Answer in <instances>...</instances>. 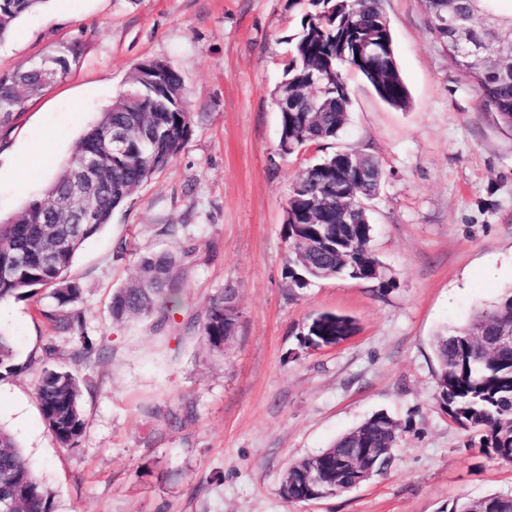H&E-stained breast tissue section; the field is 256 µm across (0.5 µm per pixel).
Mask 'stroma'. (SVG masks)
Wrapping results in <instances>:
<instances>
[{"mask_svg":"<svg viewBox=\"0 0 512 512\" xmlns=\"http://www.w3.org/2000/svg\"><path fill=\"white\" fill-rule=\"evenodd\" d=\"M308 0H51L0 43V72L72 39L80 63L33 99L0 140V218L42 198L80 135L136 64L168 62L192 114L180 154L117 209L77 254L83 333L100 355L80 366L86 430L66 449L44 426L35 376L0 379V428L54 492V512H445L454 501L512 495V464L488 459L437 402L433 339L512 287V133L484 111L430 33L421 0H382L406 109L347 70L346 131L323 148L278 150L274 90ZM352 151L383 172L371 248L393 286L338 277L289 288L285 208L314 159ZM35 153L37 166L17 165ZM176 227L174 238L163 225ZM191 250L182 303L166 323L113 320L112 293L135 282V255ZM128 252L116 257L118 244ZM233 289L238 327L225 358L201 331ZM330 312L359 331L306 350L301 333ZM19 358L47 333L31 300L0 304ZM384 412L404 429L385 474L333 497L292 503L288 464Z\"/></svg>","mask_w":512,"mask_h":512,"instance_id":"1","label":"stroma"}]
</instances>
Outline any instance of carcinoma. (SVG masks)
I'll return each mask as SVG.
<instances>
[{"label": "carcinoma", "mask_w": 512, "mask_h": 512, "mask_svg": "<svg viewBox=\"0 0 512 512\" xmlns=\"http://www.w3.org/2000/svg\"><path fill=\"white\" fill-rule=\"evenodd\" d=\"M49 0H0V41L13 32L24 15L45 7ZM310 10L284 64L277 96L288 90V111L280 113L281 140L294 150L332 140L344 130L350 96L341 69L353 68L374 88L381 100L403 107L409 99L396 60L391 55V31L380 8V0H309ZM503 0H422L435 39L448 51L459 74L476 92L480 105L496 116L500 126L512 132V57L490 50L475 57L467 54L453 30L437 26L444 11L462 16L474 29V43L494 46L501 28H512V12L503 11ZM491 11L500 18L493 37L482 32L480 16ZM370 44L371 56L356 59L355 45ZM86 49L76 39L59 45L51 55L71 72ZM144 63H138L128 88L118 94L99 119L75 143L61 172L47 187L44 198L29 202L12 220L0 222V303L24 299L40 288L52 289L50 305H37L38 320L49 333L38 355L17 362L12 336L0 329V379L26 369L38 371L34 394L43 423L66 448H76L86 424L81 406V383L76 372L57 365L59 352L51 339L57 334L82 329L76 305L81 297L79 283L68 278V270L84 244L110 223L113 212L131 193L151 181L183 149L191 130L192 115L186 104L181 74L162 64L155 82L143 88ZM46 86L44 73L30 63L0 73V127L4 134L11 117L26 111L31 100ZM122 129L128 135L126 152L110 155L106 133ZM94 154L104 177L99 188L93 224H74L54 204L67 189L72 170ZM346 153L336 152L312 162L296 179L288 205L286 224L290 243L285 275L288 287L302 289L312 279L348 276L371 281L381 289L391 286L383 267L370 250L373 226L365 201L378 191L382 172L378 161L365 160L369 177L359 178L345 162ZM351 190L356 218L338 223L336 208L316 211L309 199L324 194L336 201V188ZM183 255L176 250L137 254L138 276L134 284L112 295V319L130 315L163 319L180 305L183 283L178 268ZM232 289L213 299L202 327L209 350L224 357V336L235 325L238 314ZM512 330V289L490 309L474 316L461 328L437 336L435 355L439 367V406L463 429L480 434V448L497 460L512 463V349L496 348L494 336ZM357 332L355 319L336 313H320L302 333L301 346L340 343ZM96 355L84 339L70 352V363L79 366ZM402 428L385 414H374L357 429L338 437L317 454L293 462L282 478L283 497L303 502L310 479L320 480V490L336 495V485L353 481L354 472L345 466L354 448H387L398 444ZM11 504L10 512H54V495L26 462L12 436L0 430V501ZM512 512V496L491 494L470 503L453 504L448 512Z\"/></svg>", "instance_id": "carcinoma-1"}]
</instances>
